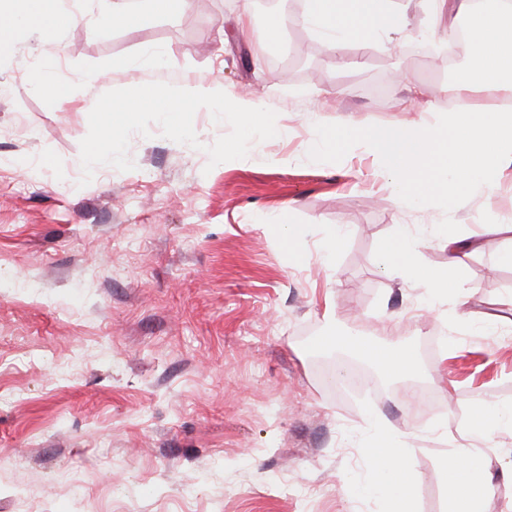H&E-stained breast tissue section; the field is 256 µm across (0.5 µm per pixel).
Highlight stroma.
<instances>
[{
    "instance_id": "obj_1",
    "label": "stroma",
    "mask_w": 512,
    "mask_h": 512,
    "mask_svg": "<svg viewBox=\"0 0 512 512\" xmlns=\"http://www.w3.org/2000/svg\"><path fill=\"white\" fill-rule=\"evenodd\" d=\"M398 5L408 33L344 47L363 64L341 70L301 25L283 33L285 60L250 65L235 0L172 13L140 0L129 26L99 24L110 0H74L75 22L21 28L0 51V512H383L364 491L373 412L402 435L413 512H448L443 462L477 404L512 407V237L484 238L459 293L433 301L380 247L406 232L443 271L444 236L512 225V175L455 204L401 205L363 147L321 144L344 118L440 122L456 106L453 84L410 53L434 47L428 0ZM148 47L164 65L128 69ZM32 59L53 62V87L24 74ZM400 68L433 113L397 111ZM202 79L247 92L285 136L255 138L185 99ZM144 82L158 93L127 110ZM178 99L191 132L165 119ZM249 143L256 157L225 161ZM359 333L416 351L417 372L377 373L365 392L340 369L322 375L337 337ZM485 468L484 510L505 512L512 435L489 442Z\"/></svg>"
}]
</instances>
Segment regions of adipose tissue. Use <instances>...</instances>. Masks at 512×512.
Segmentation results:
<instances>
[{
    "instance_id": "1",
    "label": "adipose tissue",
    "mask_w": 512,
    "mask_h": 512,
    "mask_svg": "<svg viewBox=\"0 0 512 512\" xmlns=\"http://www.w3.org/2000/svg\"><path fill=\"white\" fill-rule=\"evenodd\" d=\"M24 11L14 14L0 9V46L12 44L19 26L43 30L66 19L64 0H23ZM440 32L452 37L451 20L469 14L475 39L466 68L455 82V95L462 108L449 112L437 125L398 124L387 127L358 126L339 122L323 129V142L331 151L364 147L377 160L399 203L431 196L463 198L474 183L495 186L512 169V110L479 106L475 97L485 94L512 98V9L473 10V0H434ZM310 27L326 38L333 57H341L349 44L376 40L386 31H406L409 21L395 0H306L298 19L281 16L280 29L291 22ZM200 104L220 102L222 111L241 116L258 113L256 101L225 93L223 85L201 82L187 91ZM448 270L424 273L416 239L398 234L382 250L387 269L425 276L433 293L446 292L449 277L482 246L479 238H447ZM476 420L464 432V443L444 462L448 477V512H484L489 484L482 465L488 442L503 429L512 430V411L495 403L477 408ZM371 458L380 460L376 486L383 490L387 512H409L414 486L407 474L401 438L387 431L379 418L369 423Z\"/></svg>"
}]
</instances>
